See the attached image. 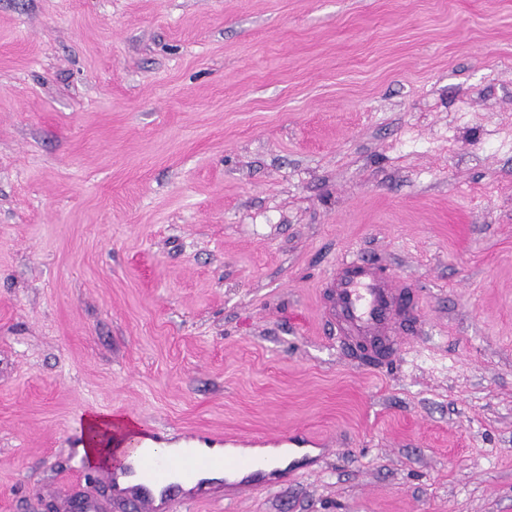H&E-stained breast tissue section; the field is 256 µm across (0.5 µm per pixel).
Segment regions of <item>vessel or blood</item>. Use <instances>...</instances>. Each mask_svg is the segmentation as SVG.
I'll list each match as a JSON object with an SVG mask.
<instances>
[{
    "mask_svg": "<svg viewBox=\"0 0 512 512\" xmlns=\"http://www.w3.org/2000/svg\"><path fill=\"white\" fill-rule=\"evenodd\" d=\"M332 303L326 318L340 346L356 350L362 362L379 366L391 360L396 338L402 329L411 327L413 307L405 284L387 273L383 265L353 257L337 263L331 275ZM163 435L151 431L141 436L140 451L122 471L133 478V486L113 487L116 498L132 497L148 506L150 512H179L204 499L208 485L199 480L201 471L216 466L215 458L198 453V444L215 447V440H202L195 434L184 435L185 445L178 454L181 474L196 478L191 489H183L172 480L169 464L155 450Z\"/></svg>",
    "mask_w": 512,
    "mask_h": 512,
    "instance_id": "1",
    "label": "vessel or blood"
}]
</instances>
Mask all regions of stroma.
Wrapping results in <instances>:
<instances>
[{
    "instance_id": "1",
    "label": "stroma",
    "mask_w": 512,
    "mask_h": 512,
    "mask_svg": "<svg viewBox=\"0 0 512 512\" xmlns=\"http://www.w3.org/2000/svg\"><path fill=\"white\" fill-rule=\"evenodd\" d=\"M96 410L316 449L193 512H512V0H0V512H83ZM329 284L332 303L326 321L336 342L355 349L346 351L369 365L390 361L396 336L403 328H412L414 320L405 284L383 265L364 257L337 263Z\"/></svg>"
}]
</instances>
